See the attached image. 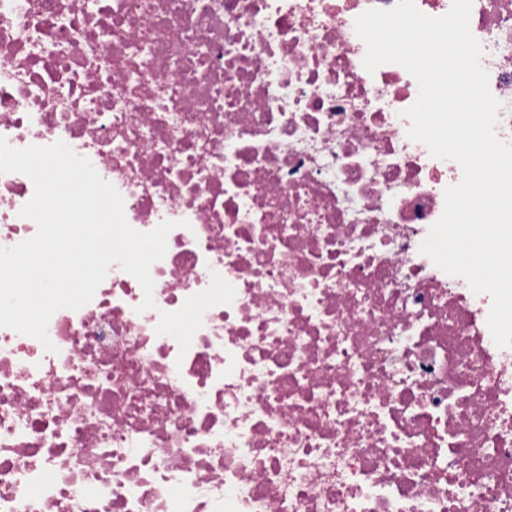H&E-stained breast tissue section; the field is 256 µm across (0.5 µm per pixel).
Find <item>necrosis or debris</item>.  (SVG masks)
<instances>
[{
  "label": "necrosis or debris",
  "instance_id": "4bbe7bcc",
  "mask_svg": "<svg viewBox=\"0 0 512 512\" xmlns=\"http://www.w3.org/2000/svg\"><path fill=\"white\" fill-rule=\"evenodd\" d=\"M396 0H0V136L174 222L155 308L111 265L55 346L0 327V512H512V348L419 251L462 178L354 22ZM512 143V0H473ZM0 173V247L35 236ZM220 275L187 352L155 331Z\"/></svg>",
  "mask_w": 512,
  "mask_h": 512
}]
</instances>
